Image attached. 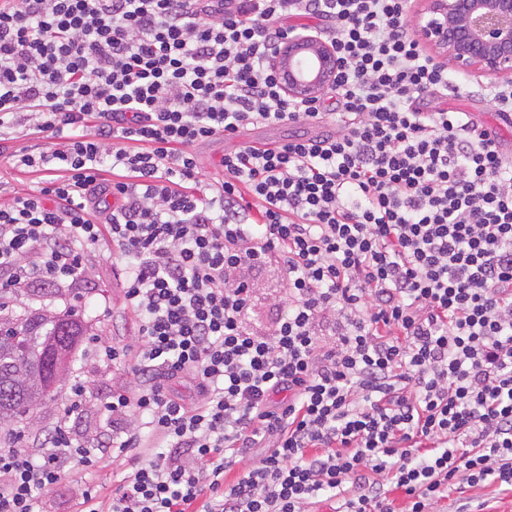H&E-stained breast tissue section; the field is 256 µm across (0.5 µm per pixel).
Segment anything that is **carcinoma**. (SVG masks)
I'll return each mask as SVG.
<instances>
[{
  "label": "carcinoma",
  "mask_w": 512,
  "mask_h": 512,
  "mask_svg": "<svg viewBox=\"0 0 512 512\" xmlns=\"http://www.w3.org/2000/svg\"><path fill=\"white\" fill-rule=\"evenodd\" d=\"M10 323L25 346L20 351L0 342V426L26 417L35 406L52 400L56 387L45 374L48 350L58 345L70 355L84 335L81 321L71 315L4 319V324Z\"/></svg>",
  "instance_id": "1"
}]
</instances>
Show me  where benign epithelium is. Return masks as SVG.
I'll list each match as a JSON object with an SVG mask.
<instances>
[{"label": "benign epithelium", "mask_w": 512, "mask_h": 512, "mask_svg": "<svg viewBox=\"0 0 512 512\" xmlns=\"http://www.w3.org/2000/svg\"><path fill=\"white\" fill-rule=\"evenodd\" d=\"M423 42L458 73H512V0H423L415 14ZM291 98L310 101L330 84L339 66L330 44L299 33L273 60Z\"/></svg>", "instance_id": "obj_1"}]
</instances>
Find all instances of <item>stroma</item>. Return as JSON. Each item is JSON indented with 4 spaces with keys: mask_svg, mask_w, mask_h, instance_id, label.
Instances as JSON below:
<instances>
[{
    "mask_svg": "<svg viewBox=\"0 0 512 512\" xmlns=\"http://www.w3.org/2000/svg\"><path fill=\"white\" fill-rule=\"evenodd\" d=\"M457 110L469 113L473 121L496 135L501 149L512 155V128L497 127V109L491 99L484 95L461 98ZM255 126H245L238 138L213 139L195 146L194 152L206 178L221 176L219 161L224 153L244 143L258 141ZM56 140L50 133L30 129L13 140L0 141V204L14 197L31 193L47 180L46 171L19 166L12 162V155L28 152L38 153L55 148ZM85 273L77 290L56 289L48 293L28 291L7 296L9 314L21 316L32 311H47L53 314L74 313L87 326L72 356L68 376L80 378L87 386L88 403L75 422L80 434L111 433L95 412L97 401L117 391H127L134 386V377L127 368L106 364L98 356L99 345H124L132 343L137 334L134 317L123 307L121 281L122 263L108 254L91 251L85 258ZM285 284L277 266L268 267L255 281L250 312L251 324L263 330L270 326L273 318L271 303L275 297L284 295ZM144 449L135 455L110 458L102 470L94 476L79 480L66 477L43 495L45 512H78L85 489L96 492L99 512H107L115 484L114 474L130 467L134 457L144 456ZM474 500L484 503L485 512H512V490L499 485H482L465 488L464 492L452 493L435 507V512H456L459 504Z\"/></svg>",
    "mask_w": 512,
    "mask_h": 512,
    "instance_id": "obj_1",
    "label": "stroma"
}]
</instances>
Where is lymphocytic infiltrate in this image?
Masks as SVG:
<instances>
[{"label": "lymphocytic infiltrate", "mask_w": 512, "mask_h": 512, "mask_svg": "<svg viewBox=\"0 0 512 512\" xmlns=\"http://www.w3.org/2000/svg\"><path fill=\"white\" fill-rule=\"evenodd\" d=\"M408 7L0 0V140L25 111L60 140L18 158L58 175L0 204V289L76 281L93 248L124 262L138 323L104 348L134 389L96 405L126 429L74 438V381L42 444L9 430L0 512H36L65 464L148 444L111 512H306L322 496L332 512H432L460 478L512 487V165L468 113L422 110L480 87L449 85ZM298 17L328 21L340 61L308 102L272 65ZM328 119L325 137L246 145L200 178L199 142ZM274 263L288 292L258 334L248 276ZM184 377L195 405L166 389Z\"/></svg>", "instance_id": "lymphocytic-infiltrate-1"}]
</instances>
